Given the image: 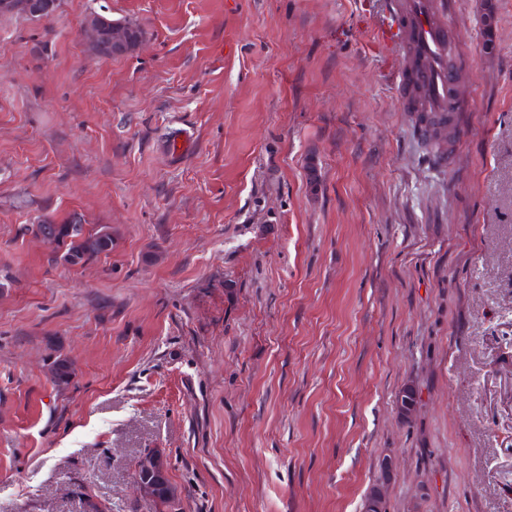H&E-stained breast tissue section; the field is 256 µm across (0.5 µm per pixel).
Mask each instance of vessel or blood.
I'll use <instances>...</instances> for the list:
<instances>
[{"instance_id":"1","label":"vessel or blood","mask_w":512,"mask_h":512,"mask_svg":"<svg viewBox=\"0 0 512 512\" xmlns=\"http://www.w3.org/2000/svg\"><path fill=\"white\" fill-rule=\"evenodd\" d=\"M383 45L411 44L417 62L401 74V87L415 85L428 112H441L456 101L455 45L449 21L435 0H403L379 35Z\"/></svg>"}]
</instances>
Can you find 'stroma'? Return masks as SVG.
Listing matches in <instances>:
<instances>
[{
	"mask_svg": "<svg viewBox=\"0 0 512 512\" xmlns=\"http://www.w3.org/2000/svg\"><path fill=\"white\" fill-rule=\"evenodd\" d=\"M393 2L0 17V512H156L152 449L183 512H512V0H458L444 155ZM94 14L141 45L95 55ZM74 216L111 253L30 230ZM31 231L53 247L55 259L70 266L82 265L101 254L112 251V227L100 226L94 231H85L80 219L70 223L55 224L39 220L32 224ZM62 251L61 255L59 253ZM168 467V459L162 453L156 451L144 453L136 463V470H142L145 481L136 478L134 481L136 490L143 495L154 498V489L157 487V477L158 475L166 473ZM136 470L135 477H141V472ZM151 477H154V481L149 483ZM158 485V495L154 500V503L156 504L159 512H166L168 500L167 493L173 492L178 494L176 487H174L169 480L168 471L165 475L160 476Z\"/></svg>",
	"mask_w": 512,
	"mask_h": 512,
	"instance_id": "obj_1",
	"label": "stroma"
}]
</instances>
